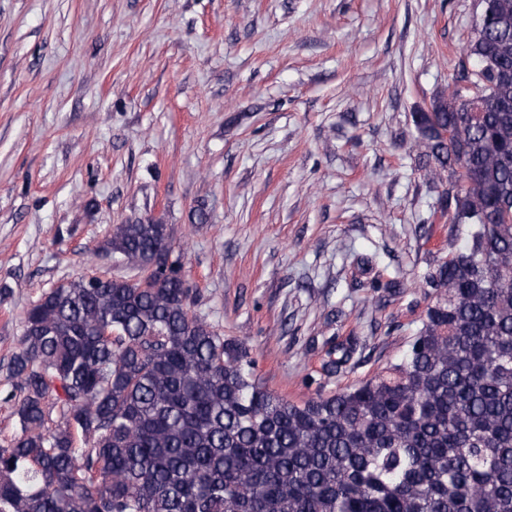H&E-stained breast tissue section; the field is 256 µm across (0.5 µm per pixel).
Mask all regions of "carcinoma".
<instances>
[{
	"mask_svg": "<svg viewBox=\"0 0 512 512\" xmlns=\"http://www.w3.org/2000/svg\"><path fill=\"white\" fill-rule=\"evenodd\" d=\"M413 125L448 256L400 361L291 402L193 310L170 225L116 224L100 251L137 278L24 313L0 512H512V0H478L459 79Z\"/></svg>",
	"mask_w": 512,
	"mask_h": 512,
	"instance_id": "carcinoma-1",
	"label": "carcinoma"
}]
</instances>
